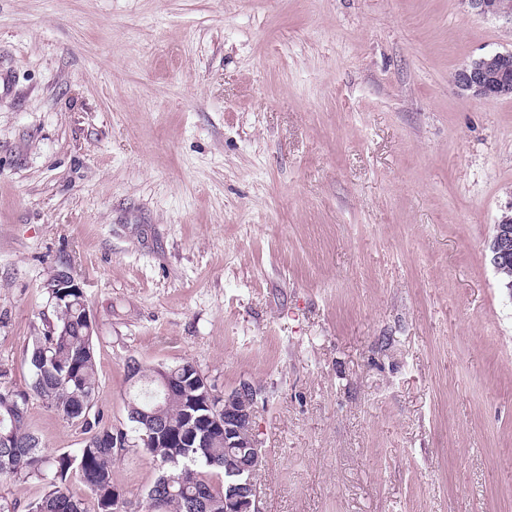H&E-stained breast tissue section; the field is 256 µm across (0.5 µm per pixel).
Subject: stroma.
Segmentation results:
<instances>
[{
  "mask_svg": "<svg viewBox=\"0 0 512 512\" xmlns=\"http://www.w3.org/2000/svg\"><path fill=\"white\" fill-rule=\"evenodd\" d=\"M510 49L466 0H0V384L64 269L106 425L132 359L256 388L259 512H512V99L454 82ZM511 214L504 213L501 219L494 224L493 236L490 242L492 262L499 270L501 266L512 262V202L508 207Z\"/></svg>",
  "mask_w": 512,
  "mask_h": 512,
  "instance_id": "obj_1",
  "label": "stroma"
}]
</instances>
